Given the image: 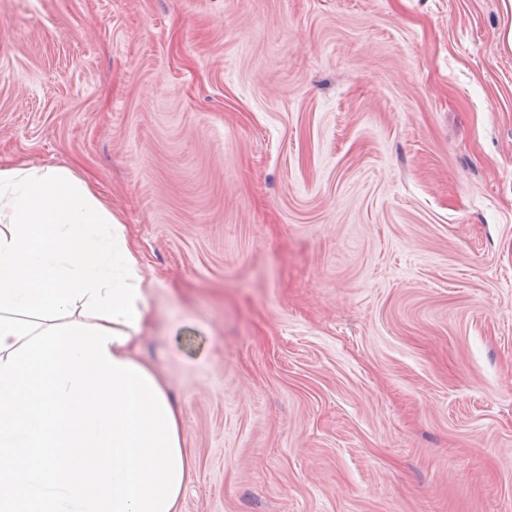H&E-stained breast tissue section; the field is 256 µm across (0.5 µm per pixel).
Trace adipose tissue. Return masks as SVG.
<instances>
[{
    "mask_svg": "<svg viewBox=\"0 0 512 512\" xmlns=\"http://www.w3.org/2000/svg\"><path fill=\"white\" fill-rule=\"evenodd\" d=\"M148 293L125 225L87 182L0 162V357L49 325L90 318L127 334L107 348L137 363Z\"/></svg>",
    "mask_w": 512,
    "mask_h": 512,
    "instance_id": "ef3b65f1",
    "label": "adipose tissue"
}]
</instances>
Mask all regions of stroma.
<instances>
[{
  "mask_svg": "<svg viewBox=\"0 0 512 512\" xmlns=\"http://www.w3.org/2000/svg\"><path fill=\"white\" fill-rule=\"evenodd\" d=\"M507 0H0V161L153 286L181 512H512Z\"/></svg>",
  "mask_w": 512,
  "mask_h": 512,
  "instance_id": "35a3bbf8",
  "label": "stroma"
}]
</instances>
